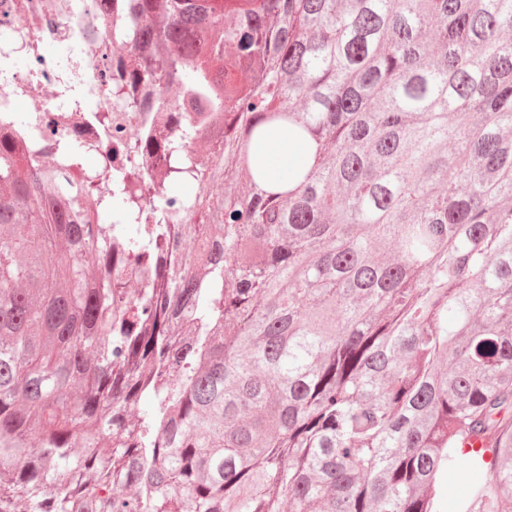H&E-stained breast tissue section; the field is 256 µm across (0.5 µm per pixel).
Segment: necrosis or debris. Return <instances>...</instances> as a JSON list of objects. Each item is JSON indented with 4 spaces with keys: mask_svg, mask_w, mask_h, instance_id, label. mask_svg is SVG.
<instances>
[{
    "mask_svg": "<svg viewBox=\"0 0 512 512\" xmlns=\"http://www.w3.org/2000/svg\"><path fill=\"white\" fill-rule=\"evenodd\" d=\"M129 0H0V112L25 111L5 128L27 154L79 182L93 164L72 165L64 147L111 152L102 117L116 110L112 73L126 50L112 16Z\"/></svg>",
    "mask_w": 512,
    "mask_h": 512,
    "instance_id": "1",
    "label": "necrosis or debris"
}]
</instances>
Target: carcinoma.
Instances as JSON below:
<instances>
[{
  "mask_svg": "<svg viewBox=\"0 0 512 512\" xmlns=\"http://www.w3.org/2000/svg\"><path fill=\"white\" fill-rule=\"evenodd\" d=\"M131 12L113 92L211 122L159 177L115 125L99 224L0 136V512H438L463 462L512 512V0ZM165 95L169 98L171 109L168 112H145L154 116L156 123H158L161 116H165L168 120L173 114L177 112H196L201 108V104L192 101L190 96L186 95L180 88L167 85L163 86ZM253 150L270 176L277 180L288 177V170L306 156V151L286 128L279 129L269 141L255 145Z\"/></svg>",
  "mask_w": 512,
  "mask_h": 512,
  "instance_id": "cac0c4a2",
  "label": "carcinoma"
}]
</instances>
